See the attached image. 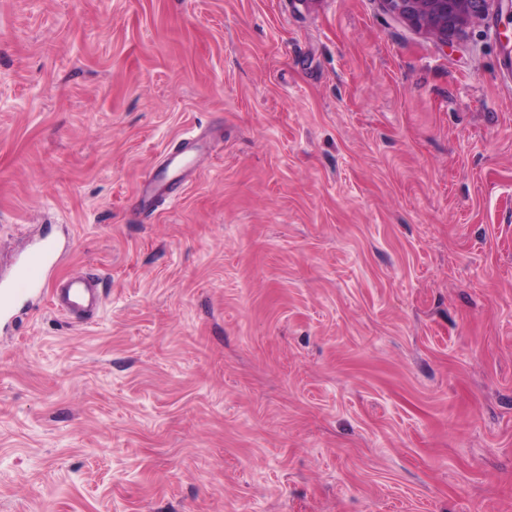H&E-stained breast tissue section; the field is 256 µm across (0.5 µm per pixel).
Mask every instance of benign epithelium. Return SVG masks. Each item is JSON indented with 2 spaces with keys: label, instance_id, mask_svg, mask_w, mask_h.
<instances>
[{
  "label": "benign epithelium",
  "instance_id": "1",
  "mask_svg": "<svg viewBox=\"0 0 512 512\" xmlns=\"http://www.w3.org/2000/svg\"><path fill=\"white\" fill-rule=\"evenodd\" d=\"M495 2L505 3L512 12V0H383L389 12L444 43L460 28L481 19Z\"/></svg>",
  "mask_w": 512,
  "mask_h": 512
}]
</instances>
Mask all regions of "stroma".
I'll return each instance as SVG.
<instances>
[{
    "label": "stroma",
    "instance_id": "obj_1",
    "mask_svg": "<svg viewBox=\"0 0 512 512\" xmlns=\"http://www.w3.org/2000/svg\"><path fill=\"white\" fill-rule=\"evenodd\" d=\"M151 213L137 183L185 141ZM0 512H512V13L0 0ZM386 9L412 27L437 37L442 42L460 28L481 19L491 4L507 2L512 13L511 0H382ZM61 259L59 248L51 241H43L9 277L0 275V324L12 318L18 302L44 292L47 277L58 268ZM52 300L58 311L75 322L91 321L100 309L99 282L89 273L60 277L52 288Z\"/></svg>",
    "mask_w": 512,
    "mask_h": 512
}]
</instances>
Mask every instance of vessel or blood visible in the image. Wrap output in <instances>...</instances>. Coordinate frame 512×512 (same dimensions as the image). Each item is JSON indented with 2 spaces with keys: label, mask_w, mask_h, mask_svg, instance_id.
<instances>
[{
  "label": "vessel or blood",
  "mask_w": 512,
  "mask_h": 512,
  "mask_svg": "<svg viewBox=\"0 0 512 512\" xmlns=\"http://www.w3.org/2000/svg\"><path fill=\"white\" fill-rule=\"evenodd\" d=\"M178 182L168 180L165 173L145 179L135 195L141 208L157 207L163 200L173 197ZM61 262L58 247L50 241L35 246L20 262L9 277H0V322L12 318L18 302L32 299L51 289L56 309L78 323L94 319L100 309L101 292L97 279L89 273L64 276L56 280L54 287H47L46 280Z\"/></svg>",
  "instance_id": "1"
}]
</instances>
